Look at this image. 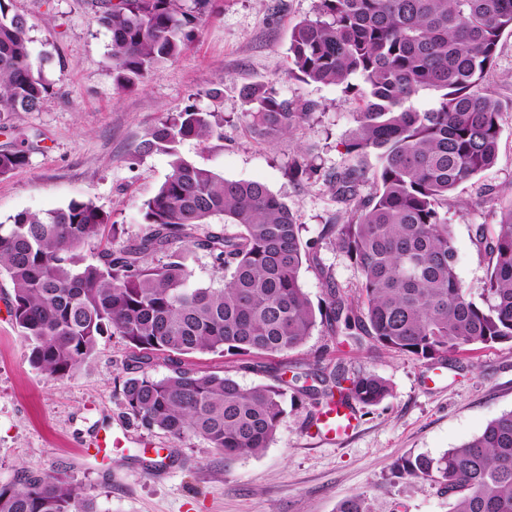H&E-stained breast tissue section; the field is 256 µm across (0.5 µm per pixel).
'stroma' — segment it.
<instances>
[{
    "label": "stroma",
    "instance_id": "35a3bbf8",
    "mask_svg": "<svg viewBox=\"0 0 512 512\" xmlns=\"http://www.w3.org/2000/svg\"><path fill=\"white\" fill-rule=\"evenodd\" d=\"M314 6L212 0L180 56L121 90L113 81L111 34L95 22L91 0H13L31 25L33 56L51 59L45 75L53 89L38 110L0 116V149H30L27 165L0 176V224L81 200L110 214L120 243L139 239L147 231L143 203L171 167L167 154L136 158L133 148L166 114L193 105L223 118L224 136L184 141L181 155L225 179L262 182L288 204L303 240L318 245V266L300 271L313 306L324 303L327 272L356 294V267L320 239L337 209L328 185L322 177L288 175L309 146L323 173L343 167L344 143L356 126L357 104L340 87L288 74L290 30ZM251 82L275 83L282 97L313 104V115L284 136L253 138L238 121L239 89ZM484 89L503 105L498 156L448 203L456 272L475 290L489 264L476 228L495 224L500 205L512 201V33L503 34ZM11 294L0 276V483L23 467L48 469L93 495L99 512H336L359 493L368 495L371 512H450L447 494L430 480L397 476V462L439 456L512 411V341L429 360L381 348L367 335L348 342L320 324L299 348L256 358L251 367L236 356L183 357L185 367L230 375L245 388L276 385L293 397L269 447L228 464L200 438L148 431L129 415L121 388L130 349L122 337L101 338L93 359L65 378L33 366L10 315ZM339 366L351 376L378 374L391 393L359 407L358 428L330 443L313 427L326 399L296 395L292 376Z\"/></svg>",
    "mask_w": 512,
    "mask_h": 512
}]
</instances>
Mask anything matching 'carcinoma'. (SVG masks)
I'll use <instances>...</instances> for the list:
<instances>
[{"label": "carcinoma", "mask_w": 512, "mask_h": 512, "mask_svg": "<svg viewBox=\"0 0 512 512\" xmlns=\"http://www.w3.org/2000/svg\"><path fill=\"white\" fill-rule=\"evenodd\" d=\"M209 2L95 3V21L112 35L115 85L133 87L178 57ZM29 30L12 0H0V115L35 111L49 93L50 58L34 61ZM507 31L512 0H316L313 16L291 30L289 74L341 85L359 104L347 164L324 175L340 208L320 234L358 269V295L325 274V307L314 308L299 276L318 261L316 245L302 242L301 225L266 185L225 179L181 156L183 140L224 137L214 113L188 105L135 146L139 157H171V173L143 204L149 231L140 239L114 246L119 227L90 201L0 224V275L11 283L10 313L30 361L65 377L92 358L101 337H123L132 375L122 394L132 418L173 438L199 437L231 462L268 448L285 414L284 390L245 389L227 375L181 367L156 379L148 372L154 362L200 352L286 354L319 320L354 341L367 334L385 349L425 359L512 341V202L491 235L480 228L477 242L489 255L480 305L457 276L448 225V196L497 158L501 103L483 82ZM424 91L433 101L420 110L413 99ZM240 97L241 120L258 139L284 135L311 116V106L284 99L269 82L244 86ZM28 159L25 149L0 150V176ZM314 173L304 155L291 163L296 180ZM215 220L237 231L199 233ZM177 241L205 251L224 273L222 286H191L184 254L171 250ZM300 378L323 385L302 387L307 395L337 392L365 406L390 394L373 372L347 377L338 368ZM396 470L438 484L451 512H512V411L438 457L400 459ZM0 512L96 509L54 472L23 468L0 484ZM336 512H370L368 498L348 497Z\"/></svg>", "instance_id": "carcinoma-1"}]
</instances>
